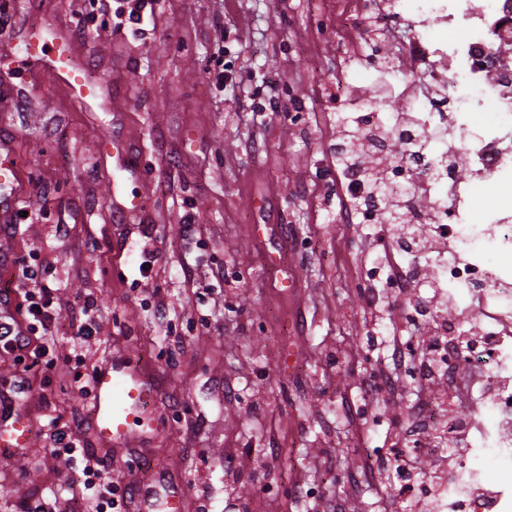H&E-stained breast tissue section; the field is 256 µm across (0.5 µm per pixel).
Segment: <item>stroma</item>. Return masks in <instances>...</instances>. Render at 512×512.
<instances>
[{
	"instance_id": "stroma-1",
	"label": "stroma",
	"mask_w": 512,
	"mask_h": 512,
	"mask_svg": "<svg viewBox=\"0 0 512 512\" xmlns=\"http://www.w3.org/2000/svg\"><path fill=\"white\" fill-rule=\"evenodd\" d=\"M91 2L0 0V138L27 213L0 245L46 268L58 324L45 356L0 355V385L30 377L32 423L82 420L84 452L111 461L114 484L143 482L152 465L183 489L182 512H405L392 470L350 481L364 449L402 441L416 399L406 386L366 393L388 354L386 336L368 333L394 323L418 341L426 328L354 292L392 240L338 221L334 83L354 103L373 81L336 34V0H153L140 33L113 29ZM49 29L98 85L89 106L24 60ZM266 76L302 110L256 116ZM87 299L96 331L80 338L71 324ZM116 355L160 386L134 447L97 443L93 397L76 380ZM228 383L238 399H225ZM81 469L36 435L0 463V512L43 500L70 512L64 482Z\"/></svg>"
}]
</instances>
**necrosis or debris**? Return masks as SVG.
<instances>
[{
    "instance_id": "1",
    "label": "necrosis or debris",
    "mask_w": 512,
    "mask_h": 512,
    "mask_svg": "<svg viewBox=\"0 0 512 512\" xmlns=\"http://www.w3.org/2000/svg\"><path fill=\"white\" fill-rule=\"evenodd\" d=\"M339 30L357 58L369 31L361 19L389 27L405 22L407 39L370 57L384 87L421 70L426 87L406 86L399 101L417 119L412 148L424 165L400 164L387 187L411 206L429 201L438 237L452 241L430 272L463 300L479 326L468 351L450 340L445 358L453 396L466 413V450L446 476L444 512H512V0H337ZM495 113V121L485 113ZM462 140H455V131ZM464 163L470 181L456 169ZM495 191L493 209L478 211L472 182ZM401 376L420 396L418 419L444 426L442 406L421 376L415 346L404 347Z\"/></svg>"
}]
</instances>
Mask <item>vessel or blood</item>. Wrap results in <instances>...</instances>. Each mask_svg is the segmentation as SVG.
<instances>
[{
  "label": "vessel or blood",
  "instance_id": "vessel-or-blood-1",
  "mask_svg": "<svg viewBox=\"0 0 512 512\" xmlns=\"http://www.w3.org/2000/svg\"><path fill=\"white\" fill-rule=\"evenodd\" d=\"M25 52L29 61L46 62L61 71L64 80L78 101L93 97L94 91L80 69L70 67L61 43L45 39L28 43ZM16 172L9 157L0 158V212L15 210L17 199L10 194ZM94 388V424L99 442L134 446L138 435L135 420H148L147 409L157 394L156 385L140 366L123 358L112 361L111 368L97 370L92 377ZM33 435L26 413L18 411L0 421V460L14 459L32 446Z\"/></svg>",
  "mask_w": 512,
  "mask_h": 512
}]
</instances>
